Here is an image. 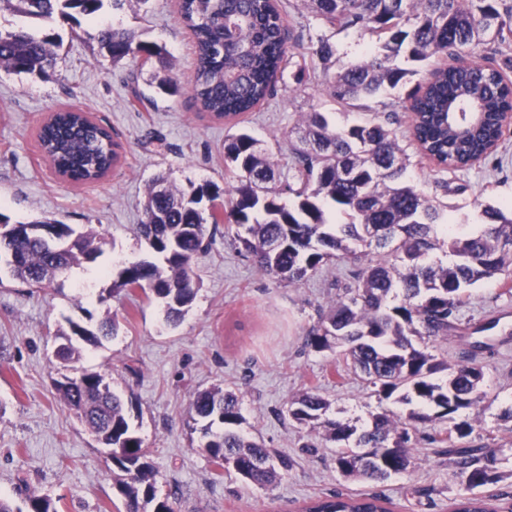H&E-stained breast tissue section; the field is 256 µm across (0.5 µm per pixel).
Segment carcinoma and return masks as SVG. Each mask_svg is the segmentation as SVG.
<instances>
[{
	"label": "carcinoma",
	"mask_w": 512,
	"mask_h": 512,
	"mask_svg": "<svg viewBox=\"0 0 512 512\" xmlns=\"http://www.w3.org/2000/svg\"><path fill=\"white\" fill-rule=\"evenodd\" d=\"M323 25L368 34L378 49L360 61L342 62L326 84L345 109H365L366 101L396 89L417 74L400 62L419 63L453 57L479 44L503 45L512 40L509 0H311ZM34 18L55 14L76 24L93 18L104 0H0ZM179 12L191 32L196 52L191 87L193 104L226 122L252 112L271 97L289 60L288 32L271 0H179ZM61 44L54 34L37 37L24 27L0 32V68L42 75L51 67ZM99 51L118 63L128 56L149 61L165 49L130 30L103 26ZM312 54L323 64L336 55L335 46L321 38ZM411 134L420 153L442 171L455 172L492 155L503 141L506 116L512 113V83L490 64L437 67L408 93ZM475 104L480 122L460 131L449 113L467 112ZM298 145L288 176L275 173L267 150L246 132L224 140V162L240 172L236 183L222 189L205 183L180 190L164 179L149 187L138 236L149 257L127 263L110 292L141 289L163 308L166 321L177 324L197 291L194 261L207 246V224H218L220 198L227 226L247 256L267 276L290 285L301 282L331 260L358 263L345 293L328 305L306 334L308 347L343 349L353 368L375 392L416 404L406 421L379 412L366 426L328 417L329 404L314 389L293 398L288 417L311 431L324 429V439L336 444V470L350 479L384 481L408 472L413 465L410 429L432 419L452 425L426 436L440 455L454 463L467 495L454 512H512V485L485 497L468 495L475 488L501 481L497 449L489 444L468 446L473 431L455 416L484 405L487 392L479 387L482 366L476 350L450 365L413 342L459 329V309L466 291L512 266V208L486 206L484 224L476 230L451 224L448 205L417 189L407 178L410 156L377 117L337 127L321 112H307L295 128ZM39 145L58 174L74 183L93 182L118 162L119 145L110 132L80 109L58 110L38 131ZM295 195L289 208L282 195ZM75 238L74 247L55 251L49 239ZM91 232L78 233L69 224L35 221L11 242L15 263L11 278L31 288H48L56 278L102 254ZM281 241L280 252L265 251L269 241ZM448 250L449 263L436 252ZM89 326L68 321L58 332L62 342L55 360L62 367L79 361L78 338L96 346L117 335L114 318ZM355 329L357 337L334 343L329 330ZM63 403L73 410L103 447L109 449L115 489L126 500L127 512H175V494L156 492L157 473L149 450L130 421L125 403L103 374L74 370L53 380ZM190 430L201 434L198 448L214 464L235 458L249 483L276 485L293 460L245 437L240 400L233 390L215 387L196 392ZM371 449V457L354 455ZM379 494L318 496L304 512H387ZM0 512H57L48 496L29 494L24 506L0 497Z\"/></svg>",
	"instance_id": "1"
}]
</instances>
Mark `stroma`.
Here are the masks:
<instances>
[{"label": "stroma", "mask_w": 512, "mask_h": 512, "mask_svg": "<svg viewBox=\"0 0 512 512\" xmlns=\"http://www.w3.org/2000/svg\"><path fill=\"white\" fill-rule=\"evenodd\" d=\"M290 31V60L276 91L242 124L263 142L272 161L285 171L292 164L294 129L302 113L321 112L337 124L357 120L341 110L326 90L322 63L311 47L330 38L338 57L362 58L369 36L325 27L307 0H277ZM110 25L134 31L165 47L163 61L139 58L112 62L100 53L97 32ZM26 27L33 34L54 32L62 40L56 67L48 77L0 68V212L12 221L45 218L96 232L105 277L81 267L61 278L55 289L37 291L0 278V495L22 502L27 494L53 498L58 512H125L113 486L112 465L77 416L52 386L56 332L68 321L115 316L116 337L85 347L80 369L105 374L115 390L135 405L134 424L157 471L159 495L175 494L178 512H296L311 498L332 493L382 494L398 512H448L462 491L447 457L424 441L413 450L415 466L382 482L347 480L335 468V446H323L287 415L288 402L307 388L327 399L330 418L366 422L390 410L406 415L396 398H378L351 370L339 366L330 350L305 344L309 328L327 303L350 280L352 264L330 261L296 286L264 275L241 250L226 225L211 228L209 246L196 257L199 292L177 326L167 325L158 303L141 292L110 290L122 263L147 257L135 228L151 180L158 175L179 189L211 182H235L224 163V139L232 128L195 112L190 84L194 47L181 20L178 0H126L123 8L104 6L97 19L80 25L0 11V31ZM169 76L173 89L160 90L155 75ZM371 111L387 118L399 144L411 157L409 176L423 193L445 196L454 223H482L484 206L512 203V130L499 150L471 168L439 172L419 153L410 135V113L403 91L370 100ZM77 108L110 129L120 144V161L103 179L73 184L57 175L44 158L37 131L54 111ZM451 190L443 192L440 181ZM460 330L435 339L427 350L456 363L471 351L475 324L499 320L501 330L478 357L488 406L466 412L472 444H494L503 485L512 484V292L499 279L478 283L464 298ZM219 385L242 396L243 432L265 447L293 459L288 475L260 488L217 475L215 465L193 441L186 422L196 391ZM317 444V452L306 449Z\"/></svg>", "instance_id": "obj_1"}]
</instances>
